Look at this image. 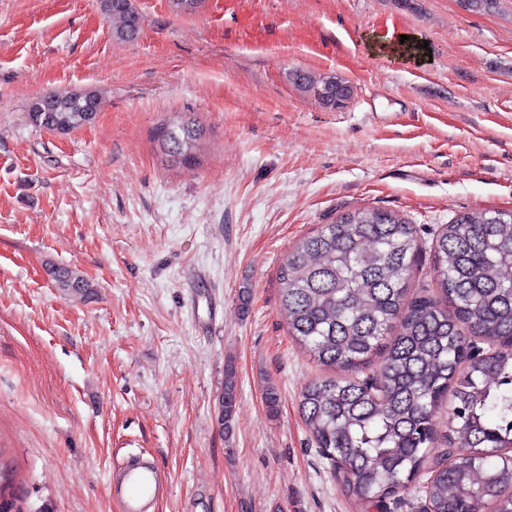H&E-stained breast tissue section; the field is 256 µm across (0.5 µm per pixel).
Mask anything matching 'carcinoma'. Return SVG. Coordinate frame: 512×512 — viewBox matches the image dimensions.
<instances>
[{"label":"carcinoma","instance_id":"1","mask_svg":"<svg viewBox=\"0 0 512 512\" xmlns=\"http://www.w3.org/2000/svg\"><path fill=\"white\" fill-rule=\"evenodd\" d=\"M112 40L132 42L144 17L135 0H99ZM289 80L325 108L350 99L345 78L293 70ZM97 91L56 92L30 107L31 124L67 133L91 123ZM203 128L189 115L156 139L172 166H190ZM414 225L360 208L301 238L278 272L289 336L331 372L304 388L299 409L346 496L383 503L419 485L424 512H512V211L462 213L433 243V287L409 286ZM65 296H88L78 271H54ZM486 345L478 349L477 343ZM448 430L435 414L447 400ZM237 402L224 365L217 423L230 429ZM447 450L428 466L431 448ZM12 469L0 448V512H22L7 493Z\"/></svg>","mask_w":512,"mask_h":512}]
</instances>
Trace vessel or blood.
<instances>
[{
	"label": "vessel or blood",
	"instance_id": "1",
	"mask_svg": "<svg viewBox=\"0 0 512 512\" xmlns=\"http://www.w3.org/2000/svg\"><path fill=\"white\" fill-rule=\"evenodd\" d=\"M161 483V472L153 462L128 456L120 466L118 501L122 512H150Z\"/></svg>",
	"mask_w": 512,
	"mask_h": 512
}]
</instances>
